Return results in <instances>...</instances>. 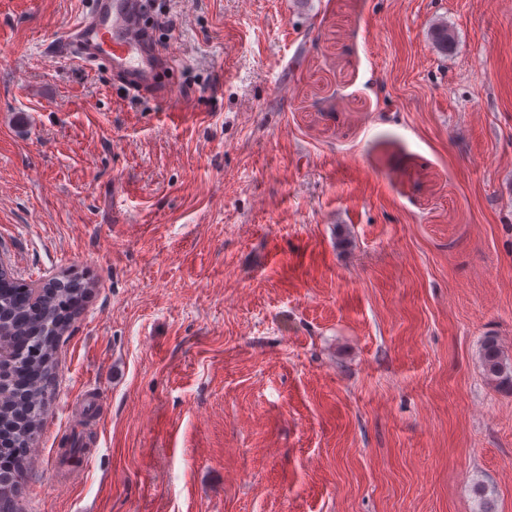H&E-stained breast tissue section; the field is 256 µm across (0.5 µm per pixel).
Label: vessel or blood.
Returning <instances> with one entry per match:
<instances>
[{
    "instance_id": "b4317fda",
    "label": "vessel or blood",
    "mask_w": 512,
    "mask_h": 512,
    "mask_svg": "<svg viewBox=\"0 0 512 512\" xmlns=\"http://www.w3.org/2000/svg\"><path fill=\"white\" fill-rule=\"evenodd\" d=\"M147 6L148 0H92L91 12L56 37V55L89 69L106 61L131 89H152L164 52L150 44L142 22Z\"/></svg>"
}]
</instances>
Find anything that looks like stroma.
Segmentation results:
<instances>
[{
	"mask_svg": "<svg viewBox=\"0 0 512 512\" xmlns=\"http://www.w3.org/2000/svg\"><path fill=\"white\" fill-rule=\"evenodd\" d=\"M89 5L0 0V257L85 288L14 512H512V9L156 0L141 110ZM502 349L496 337L488 336L481 346V358L487 374L498 385L512 388V367L503 359Z\"/></svg>",
	"mask_w": 512,
	"mask_h": 512,
	"instance_id": "1",
	"label": "stroma"
}]
</instances>
